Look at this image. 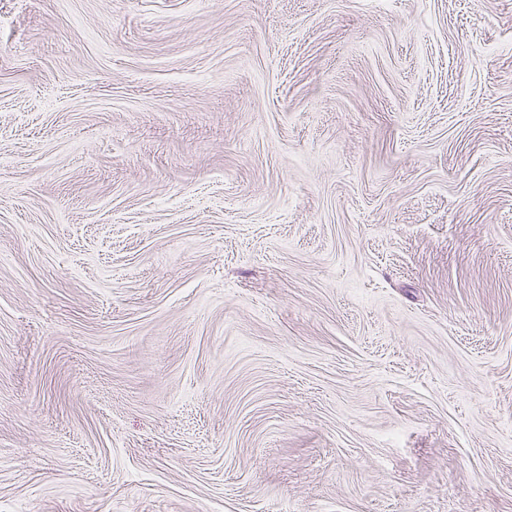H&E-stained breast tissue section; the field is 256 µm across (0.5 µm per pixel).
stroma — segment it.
<instances>
[{
  "mask_svg": "<svg viewBox=\"0 0 512 512\" xmlns=\"http://www.w3.org/2000/svg\"><path fill=\"white\" fill-rule=\"evenodd\" d=\"M0 512H512V0H0Z\"/></svg>",
  "mask_w": 512,
  "mask_h": 512,
  "instance_id": "1",
  "label": "stroma"
}]
</instances>
